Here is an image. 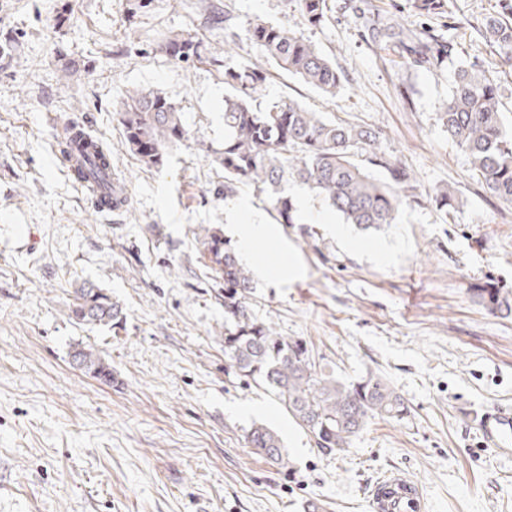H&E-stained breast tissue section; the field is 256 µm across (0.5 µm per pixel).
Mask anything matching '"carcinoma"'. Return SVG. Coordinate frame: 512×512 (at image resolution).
I'll return each instance as SVG.
<instances>
[{
  "label": "carcinoma",
  "mask_w": 512,
  "mask_h": 512,
  "mask_svg": "<svg viewBox=\"0 0 512 512\" xmlns=\"http://www.w3.org/2000/svg\"><path fill=\"white\" fill-rule=\"evenodd\" d=\"M300 15L311 26L327 20V0H296ZM207 23L218 27L230 14L229 5L199 0ZM375 43L396 42L413 55L412 64L441 65L452 54L427 31L407 29L397 18L372 19ZM483 38L501 62L512 66V3L503 13L483 18ZM249 40L271 66L299 78L326 97L345 89L342 72L314 44L280 24L256 19L249 24ZM237 41L224 36L216 49L203 39L183 33L159 34L156 50L174 64L205 62L224 69V147L212 162L224 169V193L239 186L266 194L279 224H296V206L288 181L300 182L339 212L348 224L379 229L395 222L399 209L418 199L410 173L397 160L381 153L375 133L355 124L339 123L313 112L296 100L278 102L262 110L253 101L264 95L268 70L252 63L229 65ZM122 146L147 168L164 165L170 146L187 137L181 110L160 91H127L119 111ZM440 120L448 135L469 155L478 180L499 200L512 205V131L500 112L498 86L483 70L461 69L443 102ZM385 171L369 174L355 156ZM112 153L97 154L88 171L76 170L98 209L115 196L127 205L125 185L109 181ZM199 239L212 276L224 284V358L234 373L260 381L276 396L296 423L313 437L317 447L341 451L376 417L400 421L408 414L403 397L387 380L369 373L344 381L316 367L300 338L278 335L256 319L250 307L253 279L230 239L220 230L199 225ZM473 299L492 313H512V290L494 283L470 289ZM68 316L84 326H120L122 304L106 289L82 282L72 291ZM74 361L88 373L112 376L100 353L91 347L74 351ZM248 447L266 460L285 464L283 440L273 428L255 424L247 434Z\"/></svg>",
  "instance_id": "obj_1"
}]
</instances>
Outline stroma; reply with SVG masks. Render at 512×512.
<instances>
[{
	"instance_id": "obj_1",
	"label": "stroma",
	"mask_w": 512,
	"mask_h": 512,
	"mask_svg": "<svg viewBox=\"0 0 512 512\" xmlns=\"http://www.w3.org/2000/svg\"><path fill=\"white\" fill-rule=\"evenodd\" d=\"M313 27L296 0H232L221 29L198 0H0V512H370L368 491L389 472L422 488L426 512H512V457L486 447L475 413L512 405V315L474 302L472 287L512 289V205L478 183L467 153L440 119L460 63L488 70L512 125V68L486 45L482 19L502 0H449L425 15L414 0H329ZM372 7L406 28L457 35L452 61L411 68L395 44H374L360 15ZM70 22L57 27L60 11ZM262 18L314 43L346 75L334 98L271 72L258 106L292 98L326 117L375 132L379 147L412 173L417 204L379 230L349 226L305 186L290 183L300 218L273 224L253 189L224 192L212 163L224 145V77L205 64L170 62L159 31L224 44L261 63L247 36ZM80 59L61 77L60 57ZM164 93L189 131L161 168L121 146L116 112L128 90ZM83 118L112 149V174L129 207L105 214L58 152L61 128ZM445 188L456 208L433 193ZM249 203L234 212L236 201ZM260 220L271 239L241 258L254 274L250 307L279 335L306 340L317 365L353 381L383 376L408 408L373 419L343 451L316 447L277 398L227 370L224 288L206 267L195 232ZM288 259L286 281L264 274ZM89 280L123 305L120 329L68 317L69 295ZM98 350L105 381L71 354ZM266 424L283 439L284 465L252 454L246 435Z\"/></svg>"
}]
</instances>
